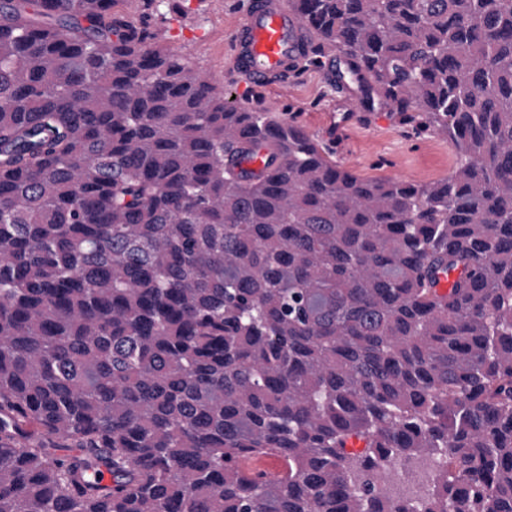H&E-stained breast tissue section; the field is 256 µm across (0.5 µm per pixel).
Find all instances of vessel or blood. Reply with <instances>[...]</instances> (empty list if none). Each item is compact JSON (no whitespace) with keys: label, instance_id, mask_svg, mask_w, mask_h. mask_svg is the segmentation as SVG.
Returning a JSON list of instances; mask_svg holds the SVG:
<instances>
[{"label":"vessel or blood","instance_id":"vessel-or-blood-1","mask_svg":"<svg viewBox=\"0 0 512 512\" xmlns=\"http://www.w3.org/2000/svg\"><path fill=\"white\" fill-rule=\"evenodd\" d=\"M308 28L289 0H250L234 33L231 65L250 85L286 86L308 57ZM284 464L276 456L246 460V475L263 474L274 480Z\"/></svg>","mask_w":512,"mask_h":512}]
</instances>
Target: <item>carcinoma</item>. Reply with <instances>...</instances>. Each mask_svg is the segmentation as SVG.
<instances>
[{
  "mask_svg": "<svg viewBox=\"0 0 512 512\" xmlns=\"http://www.w3.org/2000/svg\"><path fill=\"white\" fill-rule=\"evenodd\" d=\"M115 2L0 0V512H512V0H296L427 184ZM245 474L252 476L255 473H261L265 478L274 480L281 476L284 464L275 455L262 457L257 462L254 460H244L241 464Z\"/></svg>",
  "mask_w": 512,
  "mask_h": 512,
  "instance_id": "obj_1",
  "label": "carcinoma"
}]
</instances>
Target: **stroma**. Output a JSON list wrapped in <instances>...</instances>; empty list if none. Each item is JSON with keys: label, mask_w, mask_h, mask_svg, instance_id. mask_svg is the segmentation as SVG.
I'll return each instance as SVG.
<instances>
[{"label": "stroma", "mask_w": 512, "mask_h": 512, "mask_svg": "<svg viewBox=\"0 0 512 512\" xmlns=\"http://www.w3.org/2000/svg\"><path fill=\"white\" fill-rule=\"evenodd\" d=\"M249 0H174L163 28L167 45L187 52L236 103L298 123L323 142L342 167L366 178L430 183L447 177L456 155L447 140L417 132L391 108H357L345 121L348 91L336 90L320 66L308 64L283 90L251 88L230 65L233 33Z\"/></svg>", "instance_id": "1"}]
</instances>
